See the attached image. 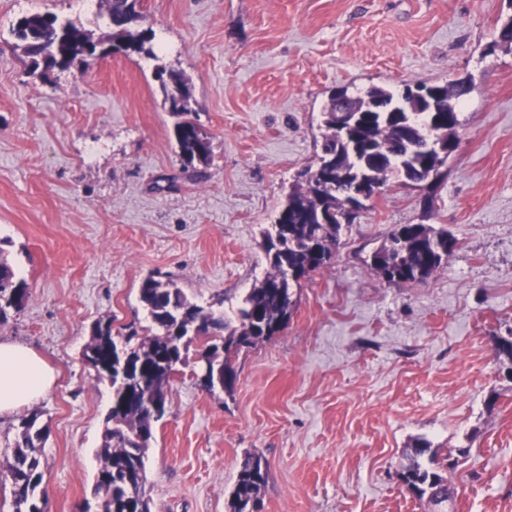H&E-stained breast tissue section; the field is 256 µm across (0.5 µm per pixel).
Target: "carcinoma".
<instances>
[{
  "label": "carcinoma",
  "instance_id": "carcinoma-1",
  "mask_svg": "<svg viewBox=\"0 0 512 512\" xmlns=\"http://www.w3.org/2000/svg\"><path fill=\"white\" fill-rule=\"evenodd\" d=\"M103 17L109 29L108 39L116 40L138 52L153 54L145 48L147 32L135 33L131 25L141 18V0H106ZM35 13L28 21L18 20L15 35L22 52L30 59L31 75L39 76L53 68L43 62L29 45L27 29L36 31L43 48L61 58L65 65L75 60L88 62L84 42L91 35L70 22ZM164 103L180 117L174 126L179 155L187 167L209 166L211 141L200 139L197 123L189 110V89L177 74L157 71ZM362 106H374L367 112L353 137L344 138L336 130V99L325 112L322 154L317 167L331 172V178H297L273 224L263 232L268 268L236 310V322L224 317V311L190 301L170 281L146 276L139 287V301L149 325L124 327L129 348L130 371L124 380H112V320L98 321L91 329L83 359L100 379L111 381L112 412L105 420L104 444L98 450L99 469L96 491L101 494L98 512H152L146 491L145 455L154 438L155 427L166 410L171 380L180 368L190 365V355L204 357L208 376L200 385L209 392H232L237 379L234 360L244 349L252 348L281 332L291 317L296 301L294 289L301 281L324 268L336 255L343 224L336 212H351L352 190L363 178L382 191L390 180L417 181L431 170L432 151L428 140L438 136L459 148V113L448 123L431 112H385L387 106L405 108L407 97L394 100L380 86L370 87L358 97ZM460 247L459 240L445 227L433 224H401L369 257L368 267L379 278L393 285H416L431 278L448 255ZM29 297L25 280L17 273L0 248V324L11 313L20 311ZM155 399L160 412L151 413L145 402ZM37 409L26 415L14 442L11 458L0 464V475L9 480L13 512H46V493L41 469L45 431L38 424ZM431 442H415L409 463L402 469L405 489L427 506V512H448L453 490L448 473L458 459L470 455V448L430 451ZM431 452L428 463L420 461ZM267 464L251 454L238 471L230 494V512H253L267 483Z\"/></svg>",
  "mask_w": 512,
  "mask_h": 512
}]
</instances>
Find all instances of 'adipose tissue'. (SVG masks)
<instances>
[{
	"mask_svg": "<svg viewBox=\"0 0 512 512\" xmlns=\"http://www.w3.org/2000/svg\"><path fill=\"white\" fill-rule=\"evenodd\" d=\"M54 382L52 367L32 347L0 339V416L34 403Z\"/></svg>",
	"mask_w": 512,
	"mask_h": 512,
	"instance_id": "obj_1",
	"label": "adipose tissue"
}]
</instances>
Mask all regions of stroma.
Returning a JSON list of instances; mask_svg holds the SVG:
<instances>
[{
    "instance_id": "obj_1",
    "label": "stroma",
    "mask_w": 512,
    "mask_h": 512,
    "mask_svg": "<svg viewBox=\"0 0 512 512\" xmlns=\"http://www.w3.org/2000/svg\"><path fill=\"white\" fill-rule=\"evenodd\" d=\"M103 0H0V248L29 298L0 339L55 369L38 402L47 512L95 503L112 390L83 361L91 327L145 319L155 275L189 299L238 303L262 278V228L316 166L334 90L468 81L461 143L433 209L413 185L366 201L333 259L296 291L286 328L243 352L233 394L191 371L171 384L145 458L152 512H229L247 454L269 477L260 512H424L398 480L416 440L467 447L454 512H512V51L494 48L512 0H142L130 51L29 73L13 33L52 13L105 38ZM182 76L211 140L185 172L157 68ZM400 224H442L461 246L426 283L367 260Z\"/></svg>"
}]
</instances>
